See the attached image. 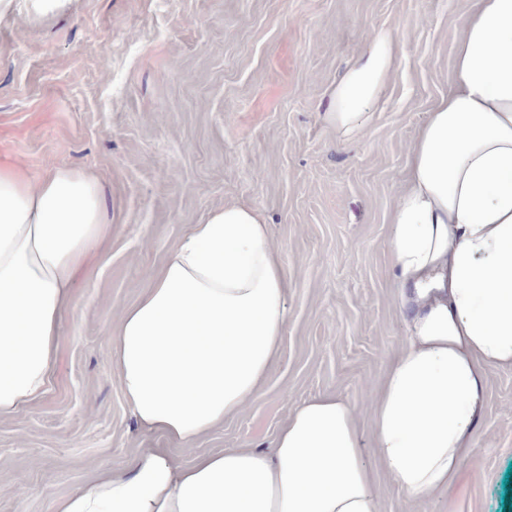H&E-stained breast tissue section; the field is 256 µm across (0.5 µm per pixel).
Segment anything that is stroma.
<instances>
[{"mask_svg":"<svg viewBox=\"0 0 512 512\" xmlns=\"http://www.w3.org/2000/svg\"><path fill=\"white\" fill-rule=\"evenodd\" d=\"M476 0H73L0 20V162L32 180L67 166L103 187L112 239L75 276L49 391L0 419V512H51L100 466L166 448L127 407L108 348L190 225L216 207L265 218L288 269L281 354L256 398L198 452L267 447L291 409L333 394L357 411L378 512H512V368L452 487L409 504L373 453L371 404L408 332L390 274L408 148L447 95ZM399 42L359 140L322 113L374 31ZM26 12L34 19H43L64 12L70 0H23Z\"/></svg>","mask_w":512,"mask_h":512,"instance_id":"stroma-1","label":"stroma"}]
</instances>
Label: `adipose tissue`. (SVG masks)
<instances>
[{
    "label": "adipose tissue",
    "mask_w": 512,
    "mask_h": 512,
    "mask_svg": "<svg viewBox=\"0 0 512 512\" xmlns=\"http://www.w3.org/2000/svg\"><path fill=\"white\" fill-rule=\"evenodd\" d=\"M397 42L376 32L330 89L338 141L383 100ZM454 86L408 155L391 268L405 346L371 407L374 453L417 502L458 477L485 412L483 367L512 366V0H478ZM112 237L99 183L59 167L32 182L0 164V418L42 398L72 279ZM289 273L253 209L212 210L169 252L109 333L137 421L181 448L246 408L280 355ZM53 512H378L357 414L333 396L296 406L265 448L184 465L145 448L54 500Z\"/></svg>",
    "instance_id": "ef3b65f1"
}]
</instances>
